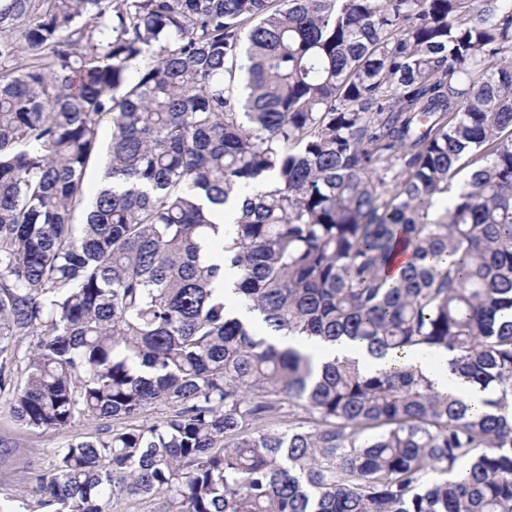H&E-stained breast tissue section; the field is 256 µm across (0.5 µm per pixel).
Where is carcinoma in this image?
<instances>
[{"label": "carcinoma", "mask_w": 512, "mask_h": 512, "mask_svg": "<svg viewBox=\"0 0 512 512\" xmlns=\"http://www.w3.org/2000/svg\"><path fill=\"white\" fill-rule=\"evenodd\" d=\"M19 336L28 428L170 411L9 512H512V0H0V371ZM111 135L112 123L110 122L109 117H105L98 127V141L101 147V157L96 163L91 165L88 169L87 185L89 188V193L87 194V198L90 197V195L100 182V170L103 162L105 161V154L111 140ZM308 348L311 351L316 352V359L319 363L327 361L328 359H333L335 356L340 358L342 356L358 358L361 363L370 368H378L383 363L381 360L369 357L364 349L358 346H353L352 344H337L335 348L329 347L320 351L316 350L311 345H308ZM179 505L166 493L147 497H122L114 501L112 512H177L181 510Z\"/></svg>", "instance_id": "1"}]
</instances>
